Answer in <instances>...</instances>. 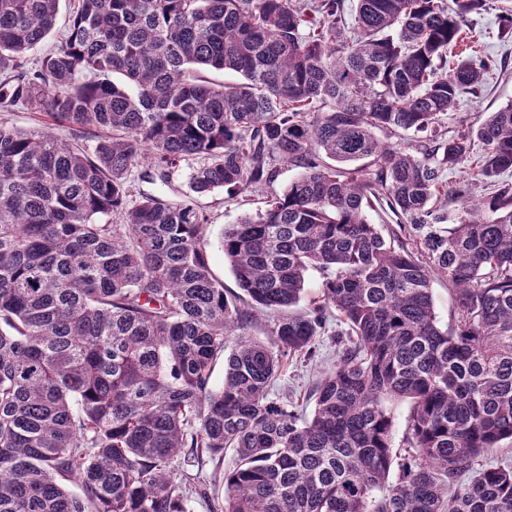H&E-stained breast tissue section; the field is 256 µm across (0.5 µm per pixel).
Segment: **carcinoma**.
I'll use <instances>...</instances> for the list:
<instances>
[{
    "label": "carcinoma",
    "instance_id": "cac0c4a2",
    "mask_svg": "<svg viewBox=\"0 0 512 512\" xmlns=\"http://www.w3.org/2000/svg\"><path fill=\"white\" fill-rule=\"evenodd\" d=\"M479 7L79 0L28 67L59 0H0V109L69 133L0 122V512H512V466L478 465L512 440V104L442 123L492 69L448 66ZM477 142V177L448 184ZM190 162L198 197L301 169L224 230L239 294L211 273L196 200L130 199L139 168L167 183ZM311 269L322 287L298 313ZM260 313L271 342L245 332ZM332 314L336 367L306 418L270 387ZM229 448L223 497L173 478L178 457L201 471ZM32 111L30 108L19 105L7 112L0 111V121L25 130L36 129L45 120V117ZM433 297L437 319L442 326H445L453 316L454 309L447 285L442 280H435L433 284ZM410 412V404L408 401H400L394 404V428H393V446L394 450L404 453L403 449L407 448L405 441L406 419Z\"/></svg>",
    "mask_w": 512,
    "mask_h": 512
}]
</instances>
